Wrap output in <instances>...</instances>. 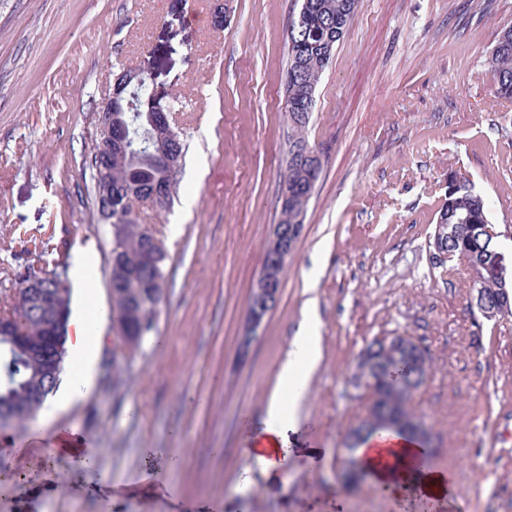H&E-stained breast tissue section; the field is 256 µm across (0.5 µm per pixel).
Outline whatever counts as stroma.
Returning a JSON list of instances; mask_svg holds the SVG:
<instances>
[{"label":"stroma","instance_id":"35a3bbf8","mask_svg":"<svg viewBox=\"0 0 512 512\" xmlns=\"http://www.w3.org/2000/svg\"><path fill=\"white\" fill-rule=\"evenodd\" d=\"M297 0H0V285L93 250L109 296L112 229L88 157L110 73L136 67L178 94L186 144L167 210L145 209L168 251L153 329L55 420L0 431V512H400L420 492L341 489L336 453L367 403L352 377L377 336L420 339L433 360L412 407L433 425L441 512H512V314L471 306L460 263L428 250L448 174L485 199L512 250V100L488 60L512 0H358L315 94L309 141L324 168L304 232L247 362L235 356L286 166L284 74ZM315 308L323 359L278 477L258 472L284 351ZM73 429L93 471L56 451Z\"/></svg>","mask_w":512,"mask_h":512}]
</instances>
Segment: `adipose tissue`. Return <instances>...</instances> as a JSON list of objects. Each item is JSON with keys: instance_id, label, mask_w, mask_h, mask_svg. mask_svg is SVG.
Masks as SVG:
<instances>
[{"instance_id": "obj_1", "label": "adipose tissue", "mask_w": 512, "mask_h": 512, "mask_svg": "<svg viewBox=\"0 0 512 512\" xmlns=\"http://www.w3.org/2000/svg\"><path fill=\"white\" fill-rule=\"evenodd\" d=\"M70 280L83 299L81 308L71 317L68 335L73 377L46 400L41 414L47 421L93 390L102 332L108 321V307L98 296L95 267L86 253L75 254ZM321 361L318 322L310 314L299 325L290 349L280 362L276 385L266 402V425L251 443L250 452L260 473L276 475L283 470L286 435L300 426L297 404L309 389ZM420 453L418 445L391 431L375 433L358 450L371 480L385 485L386 489H418L438 498L454 494V487L443 474L415 467L414 461Z\"/></svg>"}]
</instances>
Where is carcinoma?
<instances>
[{
	"label": "carcinoma",
	"instance_id": "obj_1",
	"mask_svg": "<svg viewBox=\"0 0 512 512\" xmlns=\"http://www.w3.org/2000/svg\"><path fill=\"white\" fill-rule=\"evenodd\" d=\"M357 0H301L299 14L291 25L288 38V67L285 78L288 84V152L311 147L307 130L314 105L311 94L315 93L333 53H324L327 46L336 47L344 36L355 10ZM495 95L512 99V25L499 33L489 61ZM153 140L162 148L183 154L181 141L173 142L163 127L153 132ZM179 169H167L163 157L156 153L135 165L126 156L112 155L109 175V195L95 191L99 223L122 213L125 217L121 235L112 237V253L117 255L112 263V302L109 316L112 322L123 324L122 331L136 333L139 315L145 306L157 305L152 291L162 288L166 282L167 251L158 231L152 224L141 221V210L146 207L149 192L161 181L176 188ZM320 169L305 160L290 161L283 181L288 184V212H280L279 223L285 216L300 213L307 207L312 189L319 178ZM456 186L448 190L436 224L457 227V232L448 236V254L454 260L465 262L472 282L484 295L490 306H495L502 287L503 277L512 279L504 254L497 251L496 243L486 244L474 231L479 224L490 223L486 203L477 193L469 178L460 172L448 173ZM41 273L47 288H53L58 280H68L67 269L45 271L33 266L25 267L16 280L22 283ZM0 309L15 322L18 329L31 342L44 336L48 312L41 305L19 306L9 293H4ZM379 339L372 340L361 352V356L375 360L373 374L379 397L367 408L368 417L360 420L350 430L348 462L353 464L355 477L360 481L369 478L359 458L358 449L379 431L401 434L424 449L420 460L429 466L430 453L426 443L411 430L416 418L414 409L406 406L410 389L419 386L421 373L412 367L403 378V383L389 379L387 363L379 352ZM0 428H17L6 414L15 408H26L32 414L42 407L58 384L47 386L42 362L15 347L8 339L0 338Z\"/></svg>",
	"mask_w": 512,
	"mask_h": 512
}]
</instances>
